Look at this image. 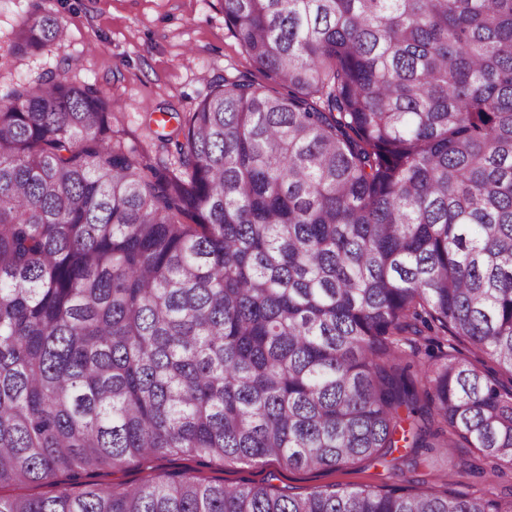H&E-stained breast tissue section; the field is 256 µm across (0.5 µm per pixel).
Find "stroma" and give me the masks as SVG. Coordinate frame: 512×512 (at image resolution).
I'll list each match as a JSON object with an SVG mask.
<instances>
[{"instance_id":"35a3bbf8","label":"stroma","mask_w":512,"mask_h":512,"mask_svg":"<svg viewBox=\"0 0 512 512\" xmlns=\"http://www.w3.org/2000/svg\"><path fill=\"white\" fill-rule=\"evenodd\" d=\"M66 28L61 44L11 56L8 42L23 21L27 0H0V86L19 79L38 81L46 73L96 86L100 96L119 106L112 121L114 139L138 144L151 159L166 158L158 137L176 129L163 122L167 112H188L227 76H247L255 84L267 80L255 69L224 25L220 0H46ZM430 466L413 471L390 469L366 461L340 470H288L273 461L223 465L184 455H168L95 472V483L131 485L146 475L183 471L202 480L227 485H277L298 492L332 485H393L412 482L441 491L496 496L512 488V472L483 479L471 467L486 462L470 449L432 452Z\"/></svg>"}]
</instances>
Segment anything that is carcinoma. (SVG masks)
Here are the masks:
<instances>
[{"mask_svg": "<svg viewBox=\"0 0 512 512\" xmlns=\"http://www.w3.org/2000/svg\"><path fill=\"white\" fill-rule=\"evenodd\" d=\"M253 65L171 159L95 85L0 97V512H512L407 485L84 473L181 454L288 469L457 442L512 470V0H222ZM30 0L8 45L64 40ZM58 484L56 486H46V485H37L32 484L28 486H16V485H3L0 487V495L2 496H12L17 494H25L29 496H41L50 491L60 490L63 487V481L68 479V475L66 473H60L57 476Z\"/></svg>", "mask_w": 512, "mask_h": 512, "instance_id": "obj_1", "label": "carcinoma"}]
</instances>
